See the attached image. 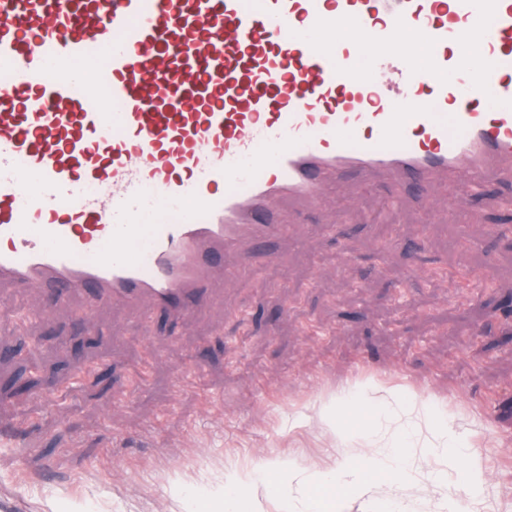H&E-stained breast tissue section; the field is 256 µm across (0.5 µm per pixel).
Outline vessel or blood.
I'll list each match as a JSON object with an SVG mask.
<instances>
[{
    "instance_id": "1",
    "label": "vessel or blood",
    "mask_w": 512,
    "mask_h": 512,
    "mask_svg": "<svg viewBox=\"0 0 512 512\" xmlns=\"http://www.w3.org/2000/svg\"><path fill=\"white\" fill-rule=\"evenodd\" d=\"M352 172L512 180V0H0V283L181 317Z\"/></svg>"
}]
</instances>
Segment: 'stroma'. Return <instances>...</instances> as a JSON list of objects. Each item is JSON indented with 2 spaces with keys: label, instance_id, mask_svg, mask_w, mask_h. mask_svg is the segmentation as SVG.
<instances>
[{
  "label": "stroma",
  "instance_id": "obj_1",
  "mask_svg": "<svg viewBox=\"0 0 512 512\" xmlns=\"http://www.w3.org/2000/svg\"><path fill=\"white\" fill-rule=\"evenodd\" d=\"M390 195L348 177L180 318L0 285V512H224L288 463L263 510L309 512L350 459L349 512H512V182ZM358 468L349 469L346 473L334 478L333 494L336 504L341 509L344 501L352 498H363L371 493V484L357 475Z\"/></svg>",
  "mask_w": 512,
  "mask_h": 512
}]
</instances>
